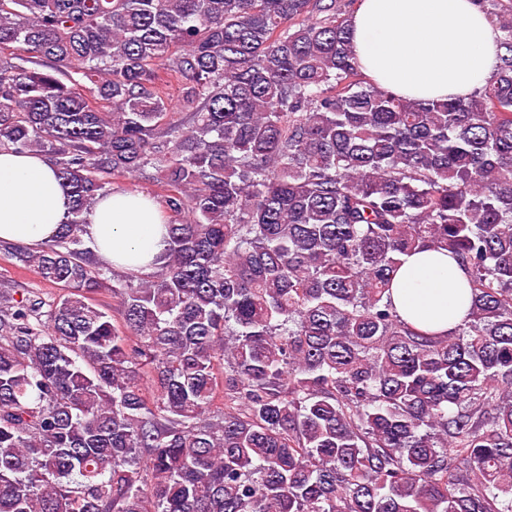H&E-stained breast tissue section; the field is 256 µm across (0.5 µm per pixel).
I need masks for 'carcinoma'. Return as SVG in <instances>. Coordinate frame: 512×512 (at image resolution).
Masks as SVG:
<instances>
[{"instance_id":"cac0c4a2","label":"carcinoma","mask_w":512,"mask_h":512,"mask_svg":"<svg viewBox=\"0 0 512 512\" xmlns=\"http://www.w3.org/2000/svg\"><path fill=\"white\" fill-rule=\"evenodd\" d=\"M476 2L493 78L411 100L347 0H0V150L72 212L0 243L60 289L0 282V512H512V0ZM111 174L166 190L148 281L83 239ZM423 248L469 276L448 336L391 301Z\"/></svg>"}]
</instances>
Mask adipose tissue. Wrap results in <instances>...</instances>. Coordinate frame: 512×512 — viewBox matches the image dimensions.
<instances>
[{"label": "adipose tissue", "mask_w": 512, "mask_h": 512, "mask_svg": "<svg viewBox=\"0 0 512 512\" xmlns=\"http://www.w3.org/2000/svg\"><path fill=\"white\" fill-rule=\"evenodd\" d=\"M350 23L364 75L411 99L469 96L501 53L500 33L475 0H359ZM69 219L67 190L44 155L0 151V240L35 247ZM166 233L151 198L115 191L87 214L83 237L112 268L148 274ZM391 298L409 324L443 336L468 317V276L446 251L426 248L404 257Z\"/></svg>", "instance_id": "1"}]
</instances>
